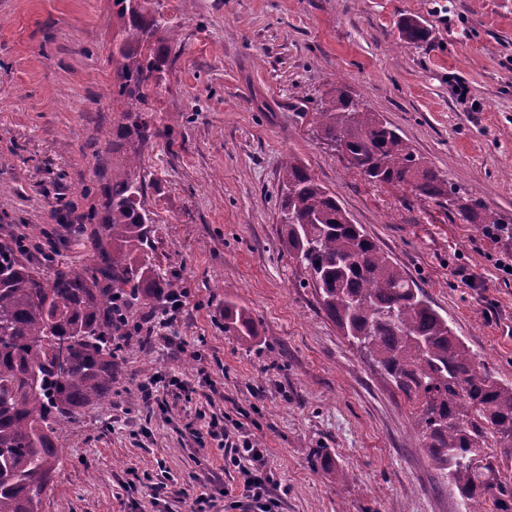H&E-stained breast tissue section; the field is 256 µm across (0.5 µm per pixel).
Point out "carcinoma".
I'll list each match as a JSON object with an SVG mask.
<instances>
[{
	"mask_svg": "<svg viewBox=\"0 0 512 512\" xmlns=\"http://www.w3.org/2000/svg\"><path fill=\"white\" fill-rule=\"evenodd\" d=\"M157 2L112 0V100L123 106L127 135L139 142L153 135L152 95L175 42ZM400 35L421 45L428 30L406 18ZM315 123L319 138L342 144L347 168L368 181L442 199L465 223L494 224L512 240V225L500 214L460 195L396 128L346 91L323 103ZM137 160V149L126 154L105 223L90 225V264L44 275L17 246L0 243V512H39L61 458L58 427L112 395L122 354L144 342L137 310L180 290L178 275L158 272L151 257L144 181L129 172ZM281 180L283 243L307 270L328 318L416 408L421 448L463 512H512V385L481 369L448 317L304 164L288 158ZM224 332L250 341L252 317L225 305Z\"/></svg>",
	"mask_w": 512,
	"mask_h": 512,
	"instance_id": "obj_1",
	"label": "carcinoma"
}]
</instances>
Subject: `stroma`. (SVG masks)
<instances>
[{
  "instance_id": "1",
  "label": "stroma",
  "mask_w": 512,
  "mask_h": 512,
  "mask_svg": "<svg viewBox=\"0 0 512 512\" xmlns=\"http://www.w3.org/2000/svg\"><path fill=\"white\" fill-rule=\"evenodd\" d=\"M176 58L142 144L153 258L187 291L181 316L120 361L110 398L61 424L40 512H191L208 487L246 512L232 462L250 440L272 512H461L413 430L412 406L325 314L282 242L281 164L296 157L423 288L484 369L512 384V243L441 202L348 171L312 114L343 86L462 195L512 221V0H161ZM417 17L426 43L401 41ZM112 0H0V242L41 271L79 267L103 223L123 120L112 101ZM469 88L458 98L454 80ZM246 310L255 339L224 330ZM190 381L143 405L154 375ZM240 430L212 436L214 417ZM348 472L342 481L325 463ZM166 483V500L152 486Z\"/></svg>"
}]
</instances>
